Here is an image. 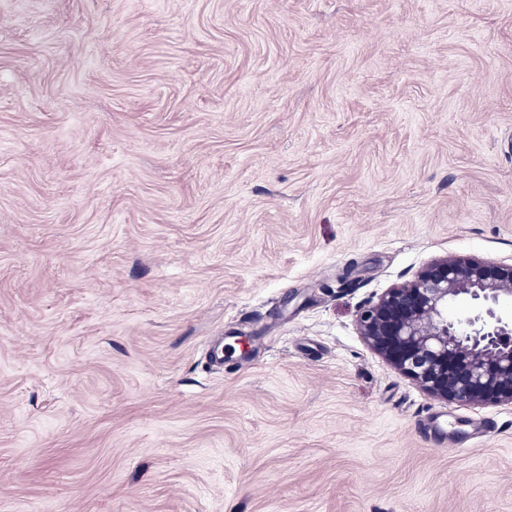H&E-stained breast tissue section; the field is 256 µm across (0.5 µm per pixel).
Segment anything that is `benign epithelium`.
Segmentation results:
<instances>
[{
	"mask_svg": "<svg viewBox=\"0 0 512 512\" xmlns=\"http://www.w3.org/2000/svg\"><path fill=\"white\" fill-rule=\"evenodd\" d=\"M512 264L456 255L386 289L362 309L366 345L430 396L512 404Z\"/></svg>",
	"mask_w": 512,
	"mask_h": 512,
	"instance_id": "obj_1",
	"label": "benign epithelium"
}]
</instances>
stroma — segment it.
Here are the masks:
<instances>
[{
	"mask_svg": "<svg viewBox=\"0 0 512 512\" xmlns=\"http://www.w3.org/2000/svg\"><path fill=\"white\" fill-rule=\"evenodd\" d=\"M450 255L512 263V0H0V512H512V404L356 326Z\"/></svg>",
	"mask_w": 512,
	"mask_h": 512,
	"instance_id": "1",
	"label": "stroma"
}]
</instances>
